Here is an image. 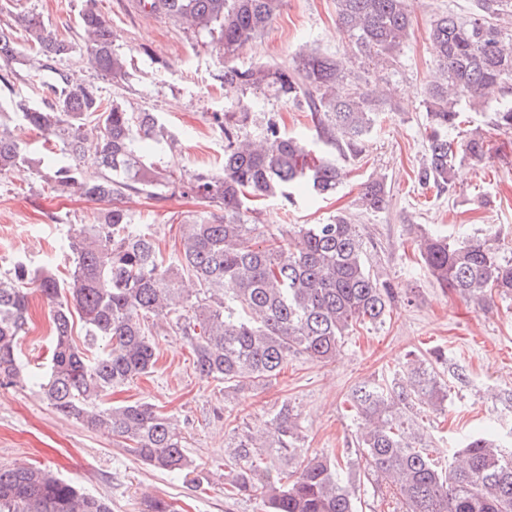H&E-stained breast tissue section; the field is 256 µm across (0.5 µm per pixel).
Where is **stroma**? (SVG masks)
I'll list each match as a JSON object with an SVG mask.
<instances>
[{"mask_svg": "<svg viewBox=\"0 0 512 512\" xmlns=\"http://www.w3.org/2000/svg\"><path fill=\"white\" fill-rule=\"evenodd\" d=\"M83 6L84 0H0V27L11 29L24 47L28 35L21 18L42 17L58 37L74 44L75 53L64 60V67L79 69L83 79L98 87L104 102L116 100L129 110L155 113L171 132L170 140L152 145L154 161L187 172L220 170L224 132L214 117L231 103L224 94L220 45L203 43L173 21L146 16L134 0H98L114 47L128 61L124 77H105L79 66ZM473 8L474 0H411L410 36L397 61L369 72L350 68L352 77H366L390 89L391 95L362 157L343 162L345 175L336 194L322 199L300 191L292 205L278 199L260 204V222L273 236L290 224H322L337 214L350 217L362 232L374 272L411 290L415 302L399 304L385 323L358 327L344 338L334 359L295 356L276 380L242 389L200 379L186 339L169 328H156L153 373L114 390L105 403L145 401L171 415L185 433L193 459L204 465L207 481L202 487L142 464L110 433L63 418L31 384L0 387V463L40 465L105 498L112 512H142L148 496L165 498L179 512H260L258 500L224 499V450L236 432L264 427L287 400L300 414L304 448L346 458L360 423L349 402L351 390L391 384L408 353L426 357L434 350L446 358L440 373L460 364L469 376L467 384L452 385L442 412L419 419L426 443L440 458H447L464 433L488 421L512 426V300L495 299L485 311L458 294L444 293L421 265L413 242L422 230L454 238L493 226L501 231V247L512 252V132L490 127L493 105L480 110L465 102L459 105L487 136L490 158L458 166L452 193L422 196L415 183L425 156L424 90L434 73L429 22L438 13L449 10L462 16ZM307 42L325 54L348 53L349 39L336 27L335 0H285L271 28L243 49L238 62L287 65ZM12 69L17 80L13 92H0V121L36 154L42 138L16 112L22 103L41 104L53 76L46 73L31 82L25 65L17 62ZM256 112L281 119L289 134L312 135L309 114L272 93L260 97ZM379 176L389 190L387 207L362 210L357 204L361 188ZM126 205L140 223L150 225L166 254L179 238L176 216L206 208L191 196L158 202L133 195ZM99 210L98 203L59 195L36 166L24 165L0 177V272L21 259L65 277L71 264L65 239L81 225L94 223ZM49 310L46 300L32 295L29 324L18 344L21 361L31 372H40L49 360Z\"/></svg>", "mask_w": 512, "mask_h": 512, "instance_id": "1", "label": "stroma"}]
</instances>
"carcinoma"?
I'll return each mask as SVG.
<instances>
[{
    "mask_svg": "<svg viewBox=\"0 0 512 512\" xmlns=\"http://www.w3.org/2000/svg\"><path fill=\"white\" fill-rule=\"evenodd\" d=\"M148 16L172 19L206 32L224 50V88L242 97L270 90L310 113L323 156L286 133L269 117L253 124L238 109L215 116L224 127V166L185 173L150 161L146 142L168 136L151 112L103 104L98 89L55 63L74 52L38 16L23 19L35 53L26 56L0 27V63L22 57L28 77L55 74L42 105L19 117L55 138L57 148L40 158L56 190L109 203L96 223L69 239L72 269L66 279L23 260L0 273V386H24L30 377L18 360L30 287L52 306L53 348L36 382L61 416L112 433L146 465L178 473L201 486L203 470L188 454L185 433L155 405L129 402L104 407L103 399L153 372L157 353L150 326L165 325L186 338L198 376L243 388L277 378L291 356L327 362L356 327L377 324L393 310L395 288L371 271L359 225L345 215L326 224H294L265 245L250 202L279 198L293 203L295 191L332 194L343 178L341 160L361 157L379 118L376 87L336 92L348 79L347 61L302 48L288 66L232 65L240 49L263 35L284 0H142ZM410 0H336V25L351 37V59L376 70L395 61L410 33ZM512 0H475L466 17L441 13L431 22L437 77L425 89L426 154L418 185L436 195L454 188L457 165L487 158L490 147L474 129L460 137L464 100L486 103L512 83ZM81 62L105 76L125 74L126 59L112 44L111 28L85 0L80 13ZM254 125V132L246 131ZM492 125L512 131V102L496 107ZM32 162L30 149L0 127V176ZM96 175H85V165ZM132 194L164 200L193 196L222 210L179 218L174 255L165 257L147 224L134 223L123 200ZM384 181L368 182L359 206L385 209ZM498 233L449 239L420 232L416 244L433 281L486 308L492 294L512 295V254ZM84 329V347L73 340L74 318ZM429 360L407 354L393 385L361 386L350 402L361 418L356 461L342 466L310 454L299 414L284 400L255 434H235L225 456L224 497L258 498L264 512H359L354 479L372 477L393 490L394 512H512V428L467 435L448 462L433 457L416 428L418 411L439 412L448 383ZM0 512H111L109 504L76 484L36 466L0 464ZM143 512H176L173 503L144 500Z\"/></svg>",
    "mask_w": 512,
    "mask_h": 512,
    "instance_id": "cac0c4a2",
    "label": "carcinoma"
}]
</instances>
